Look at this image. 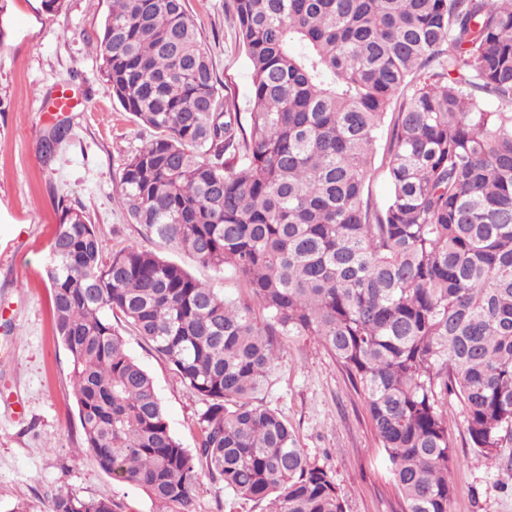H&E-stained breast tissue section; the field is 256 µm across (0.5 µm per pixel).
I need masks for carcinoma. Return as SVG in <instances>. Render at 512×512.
Masks as SVG:
<instances>
[{"mask_svg":"<svg viewBox=\"0 0 512 512\" xmlns=\"http://www.w3.org/2000/svg\"><path fill=\"white\" fill-rule=\"evenodd\" d=\"M252 74L243 123L185 0H112L100 50L121 106L153 129L121 175L140 234L248 291L229 300L128 244L103 260L64 211L50 246L56 330L83 449L166 512L208 477L273 512H344L334 478L254 402L290 336H310L364 399L402 512H449L448 392L490 462L512 444V0H231ZM381 203L377 137L400 89ZM65 136L41 142L54 159ZM142 336L203 402L200 439L173 435ZM59 492L50 512H117Z\"/></svg>","mask_w":512,"mask_h":512,"instance_id":"1","label":"carcinoma"}]
</instances>
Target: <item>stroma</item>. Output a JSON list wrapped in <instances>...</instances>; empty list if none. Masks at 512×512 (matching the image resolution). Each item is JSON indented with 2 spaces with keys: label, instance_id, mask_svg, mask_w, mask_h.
<instances>
[{
  "label": "stroma",
  "instance_id": "obj_1",
  "mask_svg": "<svg viewBox=\"0 0 512 512\" xmlns=\"http://www.w3.org/2000/svg\"><path fill=\"white\" fill-rule=\"evenodd\" d=\"M110 0H64L46 13L42 0H0V344L18 345L0 361V512L24 504L48 512L60 491L107 497L123 512H156L139 488L112 480L80 451V424L67 351L54 330L47 267L65 207L94 224L102 254L136 242L183 265L225 296L246 298L236 282L190 256L141 237L121 208L127 159L153 137L106 83L98 50ZM224 95L250 108L251 70L225 0H186ZM73 98L55 111L57 90ZM67 131L56 160L41 141ZM114 328L152 376L170 429L184 447L199 439L202 403L171 367L122 320ZM258 403L280 412L311 463L333 476L345 512H400L398 493L378 449L363 401L335 359L307 336L286 340ZM451 512H512V447L491 465L472 447L456 397L448 399ZM194 512H266L202 478Z\"/></svg>",
  "mask_w": 512,
  "mask_h": 512
}]
</instances>
